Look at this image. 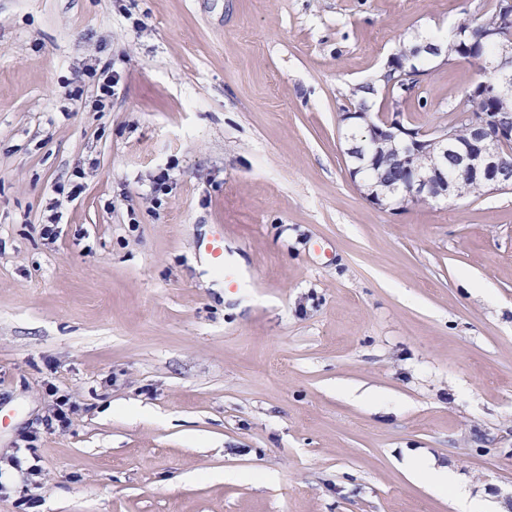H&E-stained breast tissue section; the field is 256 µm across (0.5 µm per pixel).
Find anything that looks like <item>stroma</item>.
Returning <instances> with one entry per match:
<instances>
[{
	"label": "stroma",
	"mask_w": 512,
	"mask_h": 512,
	"mask_svg": "<svg viewBox=\"0 0 512 512\" xmlns=\"http://www.w3.org/2000/svg\"><path fill=\"white\" fill-rule=\"evenodd\" d=\"M492 3L0 0V461L37 434L29 512H457L419 455L512 512V188L374 205L341 120L400 43ZM475 78L434 61L376 109L431 131ZM218 235L244 301L200 268ZM112 73V69L107 68L101 72L97 79L95 109L98 112L105 111L110 106V103H112V95L115 92L114 87L118 83V80H115ZM58 388L52 385L51 396L58 395ZM76 410V404L72 401L70 394H60L55 398L54 411L52 417L47 419L46 425L48 428H53V424L58 427L66 428L71 424L70 415Z\"/></svg>",
	"instance_id": "obj_1"
}]
</instances>
